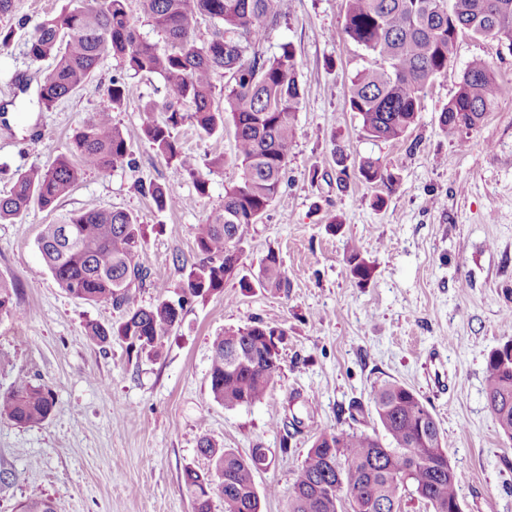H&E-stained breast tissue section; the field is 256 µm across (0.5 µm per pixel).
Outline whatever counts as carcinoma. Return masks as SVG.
I'll use <instances>...</instances> for the list:
<instances>
[{"label": "carcinoma", "mask_w": 512, "mask_h": 512, "mask_svg": "<svg viewBox=\"0 0 512 512\" xmlns=\"http://www.w3.org/2000/svg\"><path fill=\"white\" fill-rule=\"evenodd\" d=\"M142 13L162 36L163 47L145 39L128 0H78L74 7L39 21L27 41L33 61L50 59L52 68L38 88V103L53 109L92 78L103 56L119 61L131 78L159 75L165 84L162 103L147 101L146 112L164 114L149 122L144 137L173 168L177 178L190 180L208 194L207 174L224 166L221 156L199 158L186 152L174 131L190 125L202 136L224 133V121L234 127L239 181L225 189L224 203L194 229L195 244L204 259L180 286L177 300H162L144 308L134 302L133 286L151 272L138 261L144 228L137 215L120 209L72 211L59 224H47L37 247L53 278L69 295L89 302L109 303L124 311L111 326L86 324V335L98 345L117 336L130 348L160 353L164 340L179 324L184 307L224 290L236 272L239 245L275 203L281 191L296 137L295 116L304 100L298 63L291 45L277 54L261 49L267 32L280 15L274 0H139ZM213 24L211 36L200 41L198 19ZM492 36L512 49V0H345L344 37L375 59L348 78L350 111L365 132L381 141H398L415 123L429 88L448 71L458 35ZM226 78L216 93L214 76ZM134 94V84L112 80L107 105L91 113L73 136L72 156L61 155L47 168L17 172L13 185L0 195V223L11 224L36 204L54 209L85 173H107L131 164V151L112 113ZM500 88L493 69L474 60L464 69L456 95L439 116L441 131L464 142L486 113L494 111ZM356 176L389 187L394 176L380 161H361ZM157 210L176 202L174 187L151 184L147 189ZM351 277L360 286L373 268L355 242L348 245ZM256 284L270 291L288 288L279 254L268 251ZM16 285L0 278V321L18 315ZM285 332L261 321L229 329L214 337L209 372L214 398L226 407L262 401L281 373L276 344ZM485 399L501 431L512 440V340L492 350L486 361ZM371 403L384 435L344 430L322 433L312 443L298 469L286 512H402L407 493L417 495L432 512H448L459 499L462 476L440 469L448 455L444 436L426 401L396 380L373 386ZM55 397L43 383L15 378L0 394V419L20 427L47 422ZM199 451L211 461V471L185 468L183 486L193 512H211L216 481L224 512H260L254 473L266 465V452L256 448L243 457L218 448L207 437ZM18 512H61L52 499L31 500Z\"/></svg>", "instance_id": "cac0c4a2"}]
</instances>
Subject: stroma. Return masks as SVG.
<instances>
[{"instance_id": "35a3bbf8", "label": "stroma", "mask_w": 512, "mask_h": 512, "mask_svg": "<svg viewBox=\"0 0 512 512\" xmlns=\"http://www.w3.org/2000/svg\"><path fill=\"white\" fill-rule=\"evenodd\" d=\"M68 0H14L0 28L15 30L0 50V194L18 170L44 168L69 153L72 136L107 101L120 76L105 58L93 78L47 111L37 84L49 61L32 62L25 43L37 21ZM280 20L262 44L266 54L291 44L305 91L288 166L287 205L271 206L241 244L240 277L254 279L268 251L279 252L288 287L273 292L226 282L223 293L189 303L160 355L121 338L106 346L85 334L88 322H118L120 310L74 298L60 288L37 248L44 225L74 210L123 209L139 215V261L164 272L167 289L145 282L137 305L175 298L201 262L193 229L240 179L233 127L202 139L177 131L197 156L220 154L207 195L177 180L144 138L162 113L142 103L162 100L160 76L136 78L137 93L113 120L125 132L133 166L83 175L55 209L32 208L0 224V278L17 286V318L0 322V392L20 375L52 390L56 409L45 424L21 428L0 420V469L13 473L0 490V512L33 499L56 500L61 512H192L182 490L185 467L203 470L198 442L242 456L268 449L272 460L254 474L261 512H286L295 474L314 437L354 428L377 430L373 414L351 421V401L368 403L374 383L395 379L432 406L452 466L463 476V512H512V440L486 405V358L512 339V50L495 38L459 35L445 75L436 79L404 140L380 141L362 128L347 103V78L373 56L342 38L344 0H279ZM491 64L501 87L498 105L469 132L449 140L439 115L456 94L463 69ZM348 162L380 161L392 189L356 177L340 179L337 154ZM174 185L177 204L157 211L143 187ZM385 195L387 203L373 201ZM333 214L338 231L326 228ZM373 265L358 286L349 274L347 242ZM260 319L286 332L282 370L273 390L250 406L224 407L209 383L212 339ZM304 425L282 426L290 395Z\"/></svg>"}]
</instances>
